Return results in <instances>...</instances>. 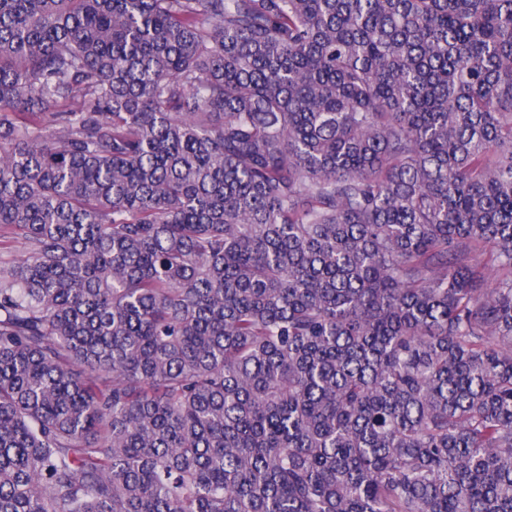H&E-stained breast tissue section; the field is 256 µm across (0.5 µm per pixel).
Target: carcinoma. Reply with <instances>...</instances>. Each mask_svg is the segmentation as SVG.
I'll use <instances>...</instances> for the list:
<instances>
[{
  "instance_id": "1",
  "label": "carcinoma",
  "mask_w": 512,
  "mask_h": 512,
  "mask_svg": "<svg viewBox=\"0 0 512 512\" xmlns=\"http://www.w3.org/2000/svg\"><path fill=\"white\" fill-rule=\"evenodd\" d=\"M0 512H512V0H0Z\"/></svg>"
}]
</instances>
